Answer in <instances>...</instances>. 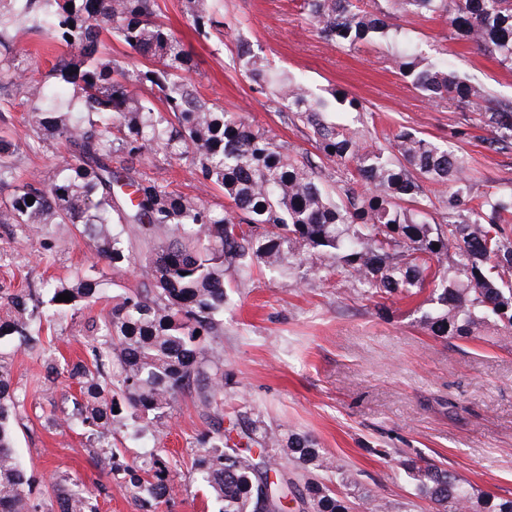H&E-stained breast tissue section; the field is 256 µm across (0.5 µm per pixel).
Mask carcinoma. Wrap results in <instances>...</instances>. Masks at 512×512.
Masks as SVG:
<instances>
[{
	"label": "carcinoma",
	"instance_id": "cac0c4a2",
	"mask_svg": "<svg viewBox=\"0 0 512 512\" xmlns=\"http://www.w3.org/2000/svg\"><path fill=\"white\" fill-rule=\"evenodd\" d=\"M187 3L198 34L221 25L204 0ZM300 9L326 40L350 48L405 42L396 19L446 17L454 39L512 70V0H375L370 7L361 0H301ZM22 28L69 49L38 80L21 81L25 54L16 37ZM112 38L159 67L129 75L104 58ZM237 59L252 82L308 130L318 158L352 169V177L326 188L320 166L205 99L188 77L192 56L160 20L156 0H0V88L26 87L33 136L62 141L70 154L57 181L27 182L1 199L0 224L25 238L70 224L97 258L69 283L0 295V343H17L47 373L79 386L72 409L53 405L47 421L87 437L92 460L107 468L136 512L171 505L179 492L178 463L156 448L130 455L112 443V430L121 425L134 441L161 432L179 395L191 390L216 412L195 438L191 462L193 480L216 512H393L306 434L285 438L244 412L237 416L239 440L224 433V349L214 343L228 297L225 274L261 266L306 280L323 273L313 260L322 253L332 270L372 298L428 293L419 305L420 324L431 335L464 340L491 329L508 347L512 236L504 225L512 222V193H487L474 205L464 155L410 129L400 131L391 150L368 147L356 133L327 122L329 100L301 80L275 72L242 42ZM390 63L429 101L461 103L478 113L490 132L487 149L512 151V102L495 99L444 59L428 62L405 50L391 53ZM70 85L79 90L86 120L58 111ZM154 150L190 156L199 182L223 190L237 215L143 177L136 164ZM17 151L0 136V186L16 179ZM425 181L448 185L436 213ZM139 235L161 241L156 257L142 266L130 247ZM100 262L140 267L141 286L113 295L104 318L84 320L85 358L61 360L32 323L74 316L103 299ZM61 294L71 301H56ZM24 401L13 387L12 359L0 354V512H97L94 490L78 478L58 477L49 503L36 491L15 446ZM289 465L300 471L299 481L280 475ZM401 469L435 512H512V495L476 489L445 467L407 459ZM338 484L356 488L358 501Z\"/></svg>",
	"mask_w": 512,
	"mask_h": 512
}]
</instances>
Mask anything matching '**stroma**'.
Segmentation results:
<instances>
[{"mask_svg": "<svg viewBox=\"0 0 512 512\" xmlns=\"http://www.w3.org/2000/svg\"><path fill=\"white\" fill-rule=\"evenodd\" d=\"M157 3L162 20L193 57L190 77L200 93L264 128L295 154L318 156L305 128L285 118L280 104L258 93L241 72L238 42H247L254 54L320 95L339 89L359 100L363 111L336 110L327 118L358 132L367 144L389 145L404 127L440 144L451 132L466 130L456 146L467 158L474 196L512 191V152L488 151L483 143L488 132L465 105L432 104L403 82L389 66L392 48L386 43L337 47L304 22L299 0H212L224 26L206 39L195 33L184 0ZM400 24L422 55L447 56L461 75L512 101V72L451 39L446 20L415 16ZM18 39L28 50L26 65L35 78L62 53L44 35L22 32ZM1 105L7 109L6 131L20 146L18 183L50 185L58 163L68 156L65 145L34 143L23 88L1 90ZM138 170L214 208L229 204L222 192L196 181L189 159L152 153ZM0 249L6 252L0 260V295L49 278L69 279L91 262L85 240L62 224L53 225L47 241L16 238L12 227L0 225ZM225 279L231 285L221 335L225 428H232L239 405L248 403L253 419L285 434L312 435L347 475L392 502L396 512H434L400 468V460L409 456L447 467L477 489L512 494V349L500 347L492 336L468 341L432 336L419 322L418 300H366L341 274L302 281L291 272L231 271ZM12 359L13 386L26 395L16 446L43 476V495H50L53 476L77 475L95 488L99 512H136L129 496L91 463L84 436L47 423L51 406H72L66 378L46 380L40 362L25 351L14 352ZM208 427L205 410L186 394L158 438L132 444L138 451L159 448L179 457L175 481L181 492L167 512H213L187 470L188 449Z\"/></svg>", "mask_w": 512, "mask_h": 512, "instance_id": "obj_1", "label": "stroma"}]
</instances>
